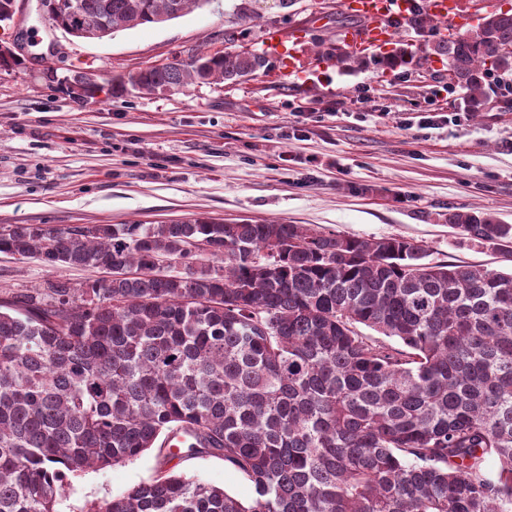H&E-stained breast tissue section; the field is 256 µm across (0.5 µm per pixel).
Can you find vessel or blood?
I'll return each instance as SVG.
<instances>
[{"label":"vessel or blood","mask_w":512,"mask_h":512,"mask_svg":"<svg viewBox=\"0 0 512 512\" xmlns=\"http://www.w3.org/2000/svg\"><path fill=\"white\" fill-rule=\"evenodd\" d=\"M340 4L359 19L358 25L341 35L342 45L356 55L393 43L399 23L411 18L420 6L433 18L442 20L438 33L445 37L477 23L476 17L462 9L460 0H340Z\"/></svg>","instance_id":"b4317fda"}]
</instances>
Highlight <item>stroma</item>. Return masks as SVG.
<instances>
[{
    "instance_id": "35a3bbf8",
    "label": "stroma",
    "mask_w": 512,
    "mask_h": 512,
    "mask_svg": "<svg viewBox=\"0 0 512 512\" xmlns=\"http://www.w3.org/2000/svg\"><path fill=\"white\" fill-rule=\"evenodd\" d=\"M210 0L163 23L103 40L64 36L42 18L37 0L16 16L27 49L0 68V227L166 224L206 218L226 224L277 221L342 234L398 236L427 246L434 259L507 271L512 262L463 239L446 223L452 208L512 224V108L490 100L464 118L448 66L431 61L409 78L370 65L319 67L315 43L336 46L356 24L342 8L297 0L287 9L251 0ZM302 33L305 78L288 72L267 30ZM64 48L48 54L50 42ZM210 52L265 53L269 71L236 84H198L164 94L81 102L49 88L58 74L92 69L108 78L139 67ZM434 119L420 127V115ZM95 269L43 266L0 254V297L46 281L81 284ZM158 449L122 466L69 477L59 512H85L154 476ZM177 471L250 499L252 484L218 456L182 459Z\"/></svg>"
}]
</instances>
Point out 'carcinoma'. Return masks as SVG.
Wrapping results in <instances>:
<instances>
[{
  "label": "carcinoma",
  "mask_w": 512,
  "mask_h": 512,
  "mask_svg": "<svg viewBox=\"0 0 512 512\" xmlns=\"http://www.w3.org/2000/svg\"><path fill=\"white\" fill-rule=\"evenodd\" d=\"M49 2L57 29L101 40L209 0ZM411 27V52L338 47L336 63L445 58L469 112L512 92V11L484 16L476 39L435 38L421 12ZM266 71L262 53L199 51L98 86L81 71L46 79L87 101ZM448 224L512 257V224L461 209ZM0 254L112 271L0 300V512H59L68 474L178 432L187 449L164 459L219 455L252 498L162 469L86 512H512V271L276 221L9 224Z\"/></svg>",
  "instance_id": "carcinoma-1"
}]
</instances>
